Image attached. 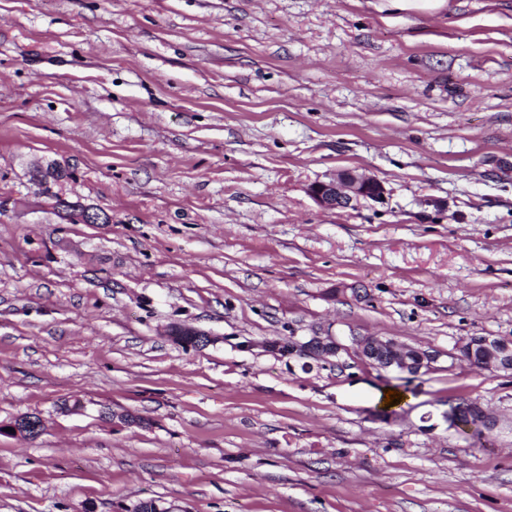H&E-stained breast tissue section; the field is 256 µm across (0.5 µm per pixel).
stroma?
I'll use <instances>...</instances> for the list:
<instances>
[{
    "mask_svg": "<svg viewBox=\"0 0 512 512\" xmlns=\"http://www.w3.org/2000/svg\"><path fill=\"white\" fill-rule=\"evenodd\" d=\"M345 169L384 199L320 207ZM0 200V422L45 425L0 435V512H512V375L451 357L512 339V0H0ZM314 334L439 358L276 347ZM55 200L56 207L63 212V217L73 221L72 215L78 206V202H71L62 197H56ZM76 215L82 224H104L109 218L108 214L83 204L77 208ZM355 352L369 366L382 371H397L410 375L429 369L438 353L409 346L393 338L351 336ZM446 419L450 428L462 432L470 431L477 437L483 436L486 431H492L498 424L497 420L478 404L453 406L448 410Z\"/></svg>",
    "mask_w": 512,
    "mask_h": 512,
    "instance_id": "obj_1",
    "label": "stroma"
}]
</instances>
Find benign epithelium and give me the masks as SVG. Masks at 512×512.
I'll list each match as a JSON object with an SVG mask.
<instances>
[{
    "label": "benign epithelium",
    "instance_id": "obj_1",
    "mask_svg": "<svg viewBox=\"0 0 512 512\" xmlns=\"http://www.w3.org/2000/svg\"><path fill=\"white\" fill-rule=\"evenodd\" d=\"M312 198L325 208H349L362 200L379 201L383 198L384 187L377 179L354 171L344 170L336 174V178L328 182H317L309 189ZM77 219L82 224H103L109 215L89 205H81L76 211ZM192 338L182 342L188 349L201 350L211 344L213 339L207 334L189 329ZM352 344L355 352L369 366L382 371H397L417 375L429 369L438 358V353L422 348L409 346L393 338L378 336H353ZM284 349L291 355L302 358L326 359L336 356L345 349L332 336H311L303 343L290 336L281 341ZM457 350L461 360L472 367L491 373H512V341L490 335H475L463 339ZM448 426L470 431L482 436L497 426V420L491 417L481 406L468 404L453 406L446 414ZM14 429V435L20 437L28 431L38 432L39 424L32 416H18L8 423H0V434L3 429Z\"/></svg>",
    "mask_w": 512,
    "mask_h": 512
}]
</instances>
